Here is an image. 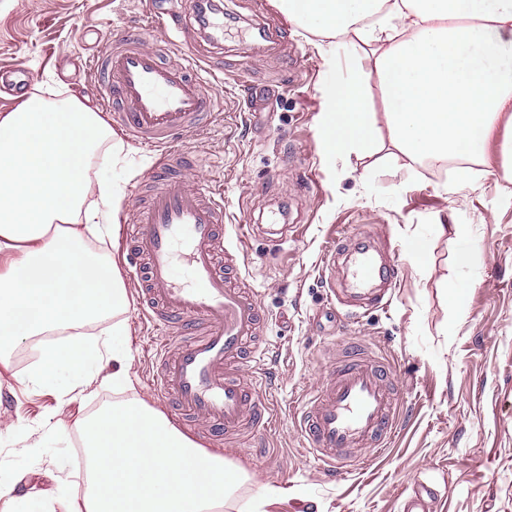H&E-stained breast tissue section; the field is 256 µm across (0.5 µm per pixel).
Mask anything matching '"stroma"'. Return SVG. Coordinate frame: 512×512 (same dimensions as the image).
I'll return each instance as SVG.
<instances>
[{
  "mask_svg": "<svg viewBox=\"0 0 512 512\" xmlns=\"http://www.w3.org/2000/svg\"><path fill=\"white\" fill-rule=\"evenodd\" d=\"M150 0H0V65L22 63L35 87L56 82L91 95L90 60L107 53L117 30L146 26ZM224 38L187 14L176 45L149 36L164 59L190 50L222 95L211 123L177 135L174 146L200 163L189 184L207 179L222 188L224 210L252 232L234 242L246 258L236 278L254 288L271 347L267 425L224 442L222 449L251 479L225 501L223 512H245L259 485L288 487L277 512H399L421 479L436 482L428 512H512V206H495L494 179L449 197L440 192L451 174L426 162L404 171L405 157L391 152L380 90L369 84L378 153L326 163L315 126L324 81L318 35L289 22L273 0H218ZM113 166H95L105 181L123 182L125 200L113 241L94 244L129 259L125 238L147 195L140 181L154 161L148 148L123 139ZM288 214V240L275 247L266 227L274 211ZM446 232H439V225ZM467 225L472 255L457 262L452 227ZM381 236L397 268L389 307L356 322L330 319L336 299L326 258L340 231ZM424 241L427 257L414 264L404 246ZM454 288H444L445 280ZM135 390L151 406L161 402L151 370L160 330L144 321L141 285L127 277ZM364 343L389 364L398 381L400 429L384 453L364 450L343 477H331L312 458L294 416L302 395L333 370L335 349ZM27 343L0 350V471L64 466L79 485L70 455L74 423L112 398L108 388L75 401L23 382ZM60 424L62 439L26 454L14 451L18 431Z\"/></svg>",
  "mask_w": 512,
  "mask_h": 512,
  "instance_id": "obj_1",
  "label": "stroma"
}]
</instances>
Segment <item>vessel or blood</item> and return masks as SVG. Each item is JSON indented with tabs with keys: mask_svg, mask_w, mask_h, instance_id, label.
<instances>
[{
	"mask_svg": "<svg viewBox=\"0 0 512 512\" xmlns=\"http://www.w3.org/2000/svg\"><path fill=\"white\" fill-rule=\"evenodd\" d=\"M149 23L176 34L183 16L155 8ZM92 68L95 96L113 127L156 153L144 173L151 189L132 226L130 255L143 288L141 315L179 337L157 349L158 395L170 401L176 417L206 422L213 437L237 436L271 415L261 393L267 377L265 350L257 344L262 312L247 289L227 278L239 260L224 249L222 189L205 180L187 186L182 172L192 159L171 148L180 131L206 123L220 99L191 58L161 63L138 31L115 36L112 49L94 58ZM4 81L26 91L34 74L21 64L0 67ZM329 260L345 270L336 289L344 306L381 304L378 289L390 287L397 276L371 237L343 235ZM296 417L313 458L330 475H344L352 451L384 450L399 427L393 371L351 349Z\"/></svg>",
	"mask_w": 512,
	"mask_h": 512,
	"instance_id": "b4317fda",
	"label": "vessel or blood"
}]
</instances>
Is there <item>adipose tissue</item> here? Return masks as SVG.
<instances>
[{"label": "adipose tissue", "instance_id": "1", "mask_svg": "<svg viewBox=\"0 0 512 512\" xmlns=\"http://www.w3.org/2000/svg\"><path fill=\"white\" fill-rule=\"evenodd\" d=\"M298 27L318 31L323 66L321 154L370 156L378 143L362 76L337 73L334 38L372 59L390 143L410 161L461 159L451 194L497 178L512 203V0H275ZM122 150L82 96L35 92L0 114V345L60 328L25 376L72 399L111 387V405L81 417L87 489L74 498L63 471H34L31 492L0 474V512H221L249 474L202 447L134 392L128 303L114 256L90 243L115 235L123 195L93 178L92 159Z\"/></svg>", "mask_w": 512, "mask_h": 512}]
</instances>
